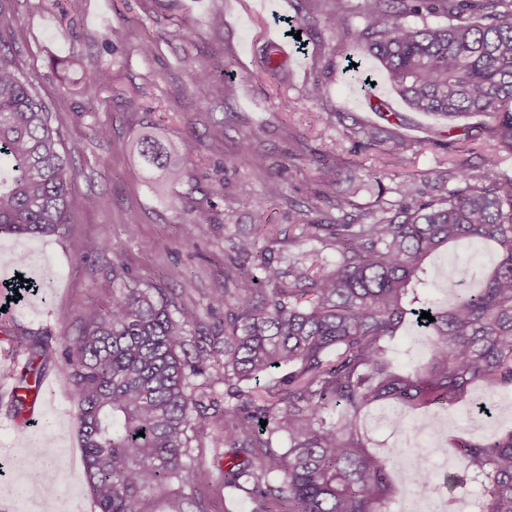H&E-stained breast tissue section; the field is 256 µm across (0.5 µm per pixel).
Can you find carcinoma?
<instances>
[{"instance_id": "1", "label": "carcinoma", "mask_w": 512, "mask_h": 512, "mask_svg": "<svg viewBox=\"0 0 512 512\" xmlns=\"http://www.w3.org/2000/svg\"><path fill=\"white\" fill-rule=\"evenodd\" d=\"M306 2L305 31L324 18L338 29L351 14L362 19L363 57L411 110L490 118L489 148L474 165L471 149L448 140L454 158L435 172L446 192L431 200L405 178L398 201L357 210L336 194L335 180L320 182L312 201L290 206L288 239L271 224L228 239L234 262L224 291L203 304L186 305L112 266V297L62 342L95 512H153L156 493L167 512H210L211 466L219 498L247 499L252 512H391L400 491L388 458L368 450L359 413L383 401L449 409L474 383L485 411L512 391V178L497 170L500 157L512 156V0ZM261 132L239 155L260 178L266 161L250 141ZM352 136L355 154L377 140L365 127ZM128 151L175 184L196 145H165L145 131ZM74 176L52 112L0 39V238L64 234L84 205ZM320 200L341 213L336 222L316 218ZM474 241L497 251L478 287H461L467 272L454 264L428 278L429 257ZM111 248L104 235L80 257ZM327 249L336 251L331 265ZM433 288L448 289L452 306L434 305ZM220 308L224 323L204 329V315ZM424 311L434 321L420 318ZM409 319L431 336L428 354L396 370L386 342ZM13 336L24 367L3 365L0 377L15 380L11 408L21 417L50 345L19 329ZM333 406L341 408L335 417ZM421 452L459 460L448 491L478 482L482 512H512V430H461Z\"/></svg>"}]
</instances>
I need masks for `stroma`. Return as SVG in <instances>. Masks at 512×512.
<instances>
[{
    "mask_svg": "<svg viewBox=\"0 0 512 512\" xmlns=\"http://www.w3.org/2000/svg\"><path fill=\"white\" fill-rule=\"evenodd\" d=\"M65 0H14L0 21L12 55L40 97L50 106L66 147L72 148L76 170L74 190L88 198L87 207L72 216L64 236L0 240V259L22 252L39 262L53 284L47 300L30 297L8 305L0 330V365L16 362L9 330L21 327L45 335L53 347L63 337L77 335L84 326L90 302H105L112 282L105 275L111 264L127 268L138 278L162 288H174L183 302H199L224 289L227 236H245L257 224L287 227L288 206L310 201L319 181L332 176L336 189L361 207L376 199L397 201L396 187L404 177L415 179L428 196H438L433 180L446 168V119L411 111L382 74H374L375 94L386 101L381 114L361 93L359 73L347 70L348 60L359 59L355 39L362 26L351 17L347 29L320 24L316 31L293 39L290 29L301 27L299 0H85L81 14L64 15ZM224 11V26H211L213 8ZM188 37H180L181 28ZM110 28L124 32L120 41L105 44ZM280 40L288 56L280 57L276 73L263 67L267 44ZM151 54H143V42ZM54 58H77L112 70L117 80L97 92L79 95L60 81L49 65ZM211 72L212 81L200 80ZM325 80L328 93L310 101L303 95L307 82ZM137 97L138 111H129L125 97ZM293 100L295 109L281 111L280 97ZM223 123L224 139L214 142L209 129ZM156 124L171 139H193L195 155L183 179L159 190L125 152V145L141 124ZM374 126L380 144L354 156L350 135L362 125ZM110 131L106 142L92 136L94 126ZM258 139H250L255 128ZM398 135L405 162L385 179L383 188L369 184L364 172L388 161L387 139ZM266 156L279 170L282 193L270 198L263 180L239 165L243 140ZM341 158L338 172H330L320 158ZM223 183L225 194L248 195L232 212H225L223 196L208 187ZM136 222V234L126 224ZM110 234L112 249L105 256L80 258L81 241ZM495 249L486 242L451 247L434 255L430 277L448 264L493 268ZM178 271L177 280L167 274ZM61 358L47 362L44 375L51 381L46 408L36 426L18 431L9 407L12 380L0 378V512H94L87 490L77 437L78 424L70 401L60 386ZM378 407L363 411L360 423L379 454L399 447L419 420L433 408L400 407V427L377 422ZM29 457L33 469L52 474L56 493L43 498L37 487H25V475L14 461Z\"/></svg>",
    "mask_w": 512,
    "mask_h": 512,
    "instance_id": "obj_1",
    "label": "stroma"
}]
</instances>
